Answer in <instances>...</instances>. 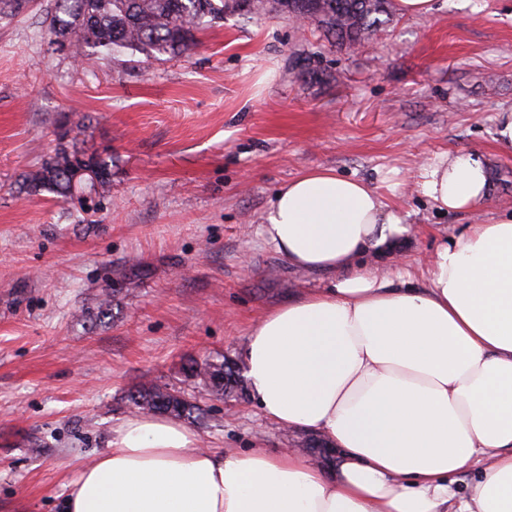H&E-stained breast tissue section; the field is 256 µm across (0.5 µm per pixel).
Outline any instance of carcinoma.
<instances>
[{
    "label": "carcinoma",
    "mask_w": 512,
    "mask_h": 512,
    "mask_svg": "<svg viewBox=\"0 0 512 512\" xmlns=\"http://www.w3.org/2000/svg\"><path fill=\"white\" fill-rule=\"evenodd\" d=\"M265 0H54L47 35L63 46L78 38L93 54L121 61L174 57L196 46V33L224 15L252 14ZM389 0H271L274 9L292 19H309L326 38L340 45L362 44L390 21ZM28 0H0V19L22 13ZM70 130L57 132L54 155L26 172L22 185L30 192H48L66 201L72 197V173L82 164L100 171L97 187L105 189L112 177V155L88 152L70 145ZM187 380L212 395L224 398L247 389L243 375L222 355L192 360L184 367ZM129 401L147 414L172 415L195 423L204 410L181 392L151 381L137 386Z\"/></svg>",
    "instance_id": "carcinoma-1"
}]
</instances>
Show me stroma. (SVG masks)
I'll return each mask as SVG.
<instances>
[{
    "label": "stroma",
    "instance_id": "1",
    "mask_svg": "<svg viewBox=\"0 0 512 512\" xmlns=\"http://www.w3.org/2000/svg\"><path fill=\"white\" fill-rule=\"evenodd\" d=\"M49 5L0 21V512H63L78 468L137 415L128 394L145 380L206 410L192 427L200 447H287L291 431L250 396L213 399L183 367L216 353L242 363L257 319L325 287L288 266L261 224L303 171L386 190L409 231L379 264L417 286L447 236L512 209V154L494 141L512 108V0H434L356 48L274 12L236 14L199 31L189 54L147 63L90 56L76 40L56 50ZM63 124L112 155L109 190L80 203L21 185ZM456 151L489 163L471 213L437 210L416 183Z\"/></svg>",
    "mask_w": 512,
    "mask_h": 512
}]
</instances>
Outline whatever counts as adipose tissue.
Instances as JSON below:
<instances>
[{
  "label": "adipose tissue",
  "instance_id": "ef3b65f1",
  "mask_svg": "<svg viewBox=\"0 0 512 512\" xmlns=\"http://www.w3.org/2000/svg\"><path fill=\"white\" fill-rule=\"evenodd\" d=\"M419 177L448 212L476 210L490 187L476 151ZM262 224L289 264L331 280L253 324L244 376L266 418L336 448L335 471L288 449H203L141 413L77 471L64 512H512V213L462 227L420 288L364 261L406 231L368 182L306 170ZM471 470L459 497L453 478Z\"/></svg>",
  "mask_w": 512,
  "mask_h": 512
}]
</instances>
